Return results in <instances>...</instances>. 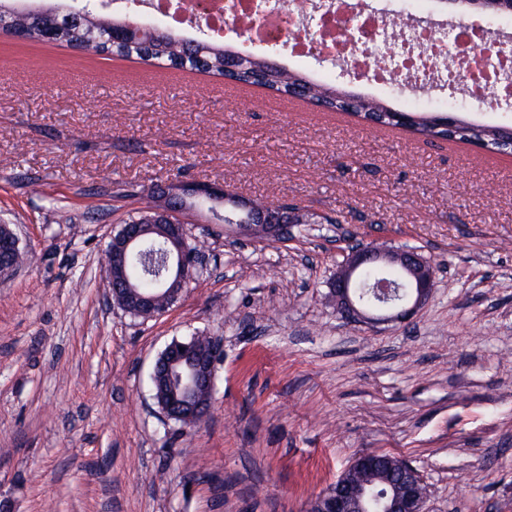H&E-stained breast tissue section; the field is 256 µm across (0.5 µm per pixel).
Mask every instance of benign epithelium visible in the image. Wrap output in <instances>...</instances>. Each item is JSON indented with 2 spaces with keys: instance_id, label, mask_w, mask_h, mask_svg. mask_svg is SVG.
<instances>
[{
  "instance_id": "1",
  "label": "benign epithelium",
  "mask_w": 512,
  "mask_h": 512,
  "mask_svg": "<svg viewBox=\"0 0 512 512\" xmlns=\"http://www.w3.org/2000/svg\"><path fill=\"white\" fill-rule=\"evenodd\" d=\"M153 193L163 194L167 210L163 216L187 210L194 199L208 194L221 205H231L245 212L248 223L234 224L240 235L280 240L288 224L276 223L267 211L253 203L232 197L226 189L215 191L195 182H164L154 187ZM149 230L144 224H125L120 234L112 238V266L123 269L130 252L140 248ZM186 229L183 224L170 225V234L163 247L165 294L176 296L194 277L198 256L188 254ZM347 253L341 269L329 282L330 295L336 313L345 321L380 323L412 319L431 296L436 287L434 265L417 249L402 247H374L355 239L347 241ZM377 269L396 272L398 281L380 280L372 285L377 297L367 301L360 293L364 272ZM219 352L201 351L190 346V340L174 338L166 345L155 362L151 380L156 385L153 398L163 415L177 404L186 424L201 421L207 409L194 395L200 391H214V365ZM387 470L386 489L379 492L358 480L361 473ZM422 479L404 459L376 452L358 455L331 487L312 497L306 512H425L426 495L420 490Z\"/></svg>"
}]
</instances>
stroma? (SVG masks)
<instances>
[{
  "label": "stroma",
  "mask_w": 512,
  "mask_h": 512,
  "mask_svg": "<svg viewBox=\"0 0 512 512\" xmlns=\"http://www.w3.org/2000/svg\"><path fill=\"white\" fill-rule=\"evenodd\" d=\"M398 21H480L431 0H347ZM366 89L344 58L290 60ZM187 68L0 33V224L29 259L0 283V503L10 512H305L364 451L400 456L425 512H512V155L370 125ZM296 204L279 242L190 218L206 249L160 317L106 302L104 253L156 184ZM128 189L114 197L116 186ZM437 269L412 323L348 325L328 283L349 237ZM224 350L210 412L165 418L173 338Z\"/></svg>",
  "instance_id": "1"
}]
</instances>
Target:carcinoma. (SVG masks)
<instances>
[{
  "mask_svg": "<svg viewBox=\"0 0 512 512\" xmlns=\"http://www.w3.org/2000/svg\"><path fill=\"white\" fill-rule=\"evenodd\" d=\"M31 29L27 40L38 43H52L82 49L109 59L116 55L124 58L143 59L149 55L147 64L164 61L173 68H190L213 76L225 77L243 86H260L281 96L305 98L331 111L349 112L364 117L381 126H397L391 113L394 109L384 101L336 84L312 82L298 71L272 61V53L256 50L242 54L220 39L193 40L175 29H164L149 41L134 38L133 30L146 27L136 24L132 18L101 20L94 17V11L81 10L77 13L60 7L52 9H28L18 11L7 7L0 0V31L10 29L25 22ZM410 127L413 133L425 140H451L461 143L482 142L490 151L512 152V140H507L502 132L493 126L475 124L462 117L456 118L455 130L441 128L439 116L430 112H412ZM159 199L146 214L135 219L140 224L152 225L149 240L145 246L132 253L125 270L115 272L116 280L127 276L137 289L157 295L156 310L169 305L173 298L160 294L159 277L146 269L147 257L159 251L168 233L166 225L159 223L162 216ZM193 209L211 213L218 224H236L244 221L246 215L231 207L215 210L212 202L201 198L193 203ZM27 260V253L13 250L3 242L0 244V262L9 267H18Z\"/></svg>",
  "mask_w": 512,
  "mask_h": 512,
  "instance_id": "carcinoma-1",
  "label": "carcinoma"
}]
</instances>
